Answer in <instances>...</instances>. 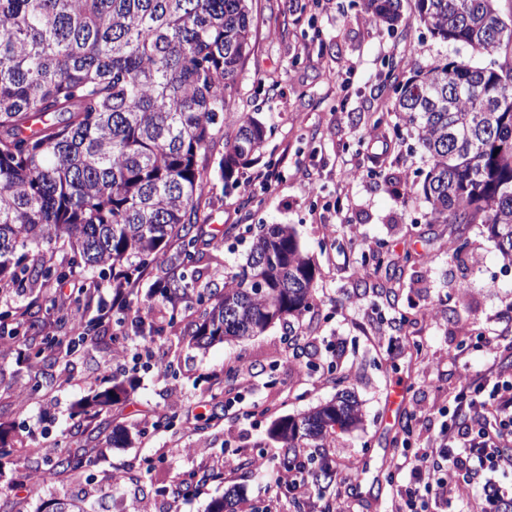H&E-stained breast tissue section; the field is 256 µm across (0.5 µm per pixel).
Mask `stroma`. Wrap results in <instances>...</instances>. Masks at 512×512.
<instances>
[{"label": "stroma", "instance_id": "35a3bbf8", "mask_svg": "<svg viewBox=\"0 0 512 512\" xmlns=\"http://www.w3.org/2000/svg\"><path fill=\"white\" fill-rule=\"evenodd\" d=\"M251 52L238 76L233 115L260 118L272 134L255 166L235 187L209 172L196 197L198 221L222 238L219 260L196 263L199 285L222 283L245 264L246 228L292 227L316 267L310 310L258 336L192 346L180 329L165 330L153 348L157 364L138 385L92 420L74 417L81 398L105 387L120 363L108 342L68 353L54 367L55 385L37 392L17 361L26 348L0 342V423L16 427L15 450L0 462V512H50L56 498L78 496L87 512H207L230 497L235 512H293L276 487L278 462L253 468L273 443L268 430L343 393L355 397L360 421L330 434L320 448L335 482L315 497L329 512H392L401 449L428 445L454 398L489 363L512 373V262L486 226L429 223L422 184L429 160L417 131L389 105L394 87L448 57H466L420 22L415 0H402L403 34L369 21L362 0H252ZM273 175L269 183L258 171ZM384 251L382 267L370 262ZM77 274L65 292L12 291L0 312L39 297L47 331L60 295L77 296ZM395 289L397 299L368 293ZM245 372L244 383L227 372ZM404 382L401 413L388 411L395 382ZM211 415L194 430L186 413ZM176 414L174 428L155 429L158 414ZM134 431L125 448L107 446L113 429ZM85 447L96 455L83 473L43 483L44 459ZM222 479H213V472ZM195 473L197 490L176 497L178 477Z\"/></svg>", "mask_w": 512, "mask_h": 512}]
</instances>
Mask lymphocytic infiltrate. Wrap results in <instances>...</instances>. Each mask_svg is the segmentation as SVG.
Instances as JSON below:
<instances>
[{"label":"lymphocytic infiltrate","mask_w":512,"mask_h":512,"mask_svg":"<svg viewBox=\"0 0 512 512\" xmlns=\"http://www.w3.org/2000/svg\"><path fill=\"white\" fill-rule=\"evenodd\" d=\"M451 421L431 446L402 454L407 482L396 512H446L448 493L480 471L512 469V376L487 368L481 381L455 398Z\"/></svg>","instance_id":"1"}]
</instances>
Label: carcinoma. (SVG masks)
I'll list each match as a JSON object with an SVG mask.
<instances>
[{
  "mask_svg": "<svg viewBox=\"0 0 512 512\" xmlns=\"http://www.w3.org/2000/svg\"><path fill=\"white\" fill-rule=\"evenodd\" d=\"M249 0H0V292L47 288L81 271L98 273L56 319L80 331L63 341L45 331L38 301L0 312V336L29 342L25 361L44 374L62 349L100 339L87 317L98 279L112 291L138 293L147 267L160 261L148 310L112 315L118 333L152 339L190 318V343L257 336L311 307L312 260L282 224L248 227L245 265L222 287L200 288L191 270L199 252L196 191L207 152L224 138L219 177L237 183L258 158L266 125L247 113L224 130L227 99L251 45ZM373 20L395 33L400 0H363ZM420 21L445 43L471 54L502 53L481 66L446 58L395 88L390 111L418 126L430 169L419 187L431 224H484L512 259V18L500 0H415ZM34 331L41 337L29 335ZM129 381L77 403L94 419L110 410ZM358 419L348 395L300 417H280L270 436L283 469L303 448ZM80 448L45 461L48 479L76 474ZM316 484L336 479L325 459L310 458Z\"/></svg>",
  "mask_w": 512,
  "mask_h": 512,
  "instance_id": "1",
  "label": "carcinoma"
}]
</instances>
